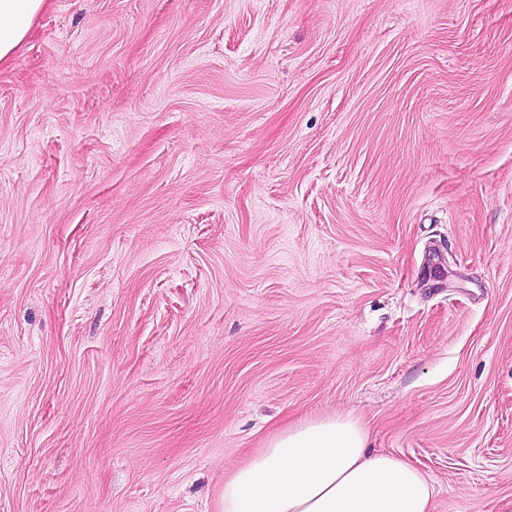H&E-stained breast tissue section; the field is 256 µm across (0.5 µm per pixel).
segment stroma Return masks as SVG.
Listing matches in <instances>:
<instances>
[{
	"label": "stroma",
	"instance_id": "35a3bbf8",
	"mask_svg": "<svg viewBox=\"0 0 512 512\" xmlns=\"http://www.w3.org/2000/svg\"><path fill=\"white\" fill-rule=\"evenodd\" d=\"M336 414L512 512V0H49L0 65V512H224Z\"/></svg>",
	"mask_w": 512,
	"mask_h": 512
}]
</instances>
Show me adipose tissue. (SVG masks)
<instances>
[{
  "instance_id": "adipose-tissue-1",
  "label": "adipose tissue",
  "mask_w": 512,
  "mask_h": 512,
  "mask_svg": "<svg viewBox=\"0 0 512 512\" xmlns=\"http://www.w3.org/2000/svg\"><path fill=\"white\" fill-rule=\"evenodd\" d=\"M48 0H0V64L25 41ZM363 418L305 419L271 434L224 479V512H434L417 466L371 452Z\"/></svg>"
}]
</instances>
